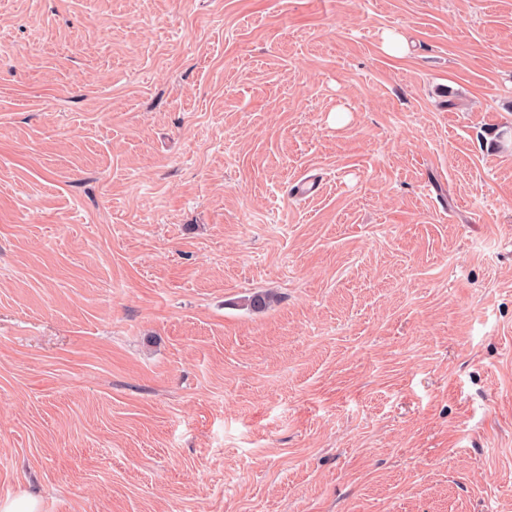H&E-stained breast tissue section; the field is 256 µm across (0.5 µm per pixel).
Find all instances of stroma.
Returning a JSON list of instances; mask_svg holds the SVG:
<instances>
[{
    "instance_id": "1",
    "label": "stroma",
    "mask_w": 512,
    "mask_h": 512,
    "mask_svg": "<svg viewBox=\"0 0 512 512\" xmlns=\"http://www.w3.org/2000/svg\"><path fill=\"white\" fill-rule=\"evenodd\" d=\"M24 493L512 512V0H0Z\"/></svg>"
}]
</instances>
